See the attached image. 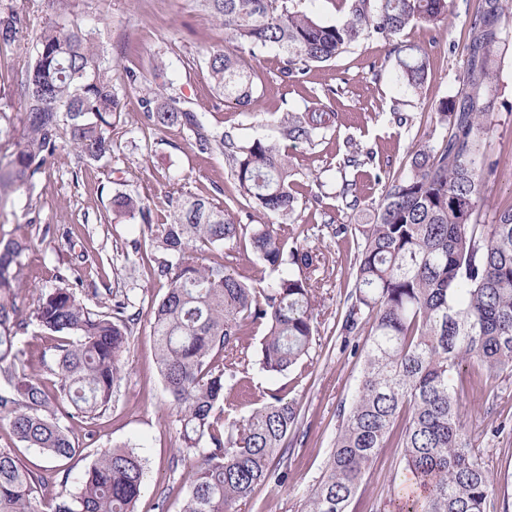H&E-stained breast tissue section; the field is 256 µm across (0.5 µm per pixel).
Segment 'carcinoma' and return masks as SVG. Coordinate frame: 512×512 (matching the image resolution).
<instances>
[{
	"instance_id": "carcinoma-1",
	"label": "carcinoma",
	"mask_w": 512,
	"mask_h": 512,
	"mask_svg": "<svg viewBox=\"0 0 512 512\" xmlns=\"http://www.w3.org/2000/svg\"><path fill=\"white\" fill-rule=\"evenodd\" d=\"M292 0H205L224 28L225 40L206 51L216 91L240 106L257 102L249 60L266 51L285 58L283 75L306 74L364 38L390 42L406 27L436 28L448 20L447 0H349L345 20L326 24L290 6ZM512 9L509 0H484L470 20L473 55L460 99L442 97L430 115L425 143L409 167L391 178L373 221L359 229L356 273L341 331L367 335L354 353L364 368L353 401L341 407V424L325 469L312 487L307 512H357L354 501L365 473L385 448H394L422 494L400 512H490L494 478L469 448L457 403L456 381L463 366L480 375L512 371V204L483 219L481 188L494 171L485 163L490 101L495 76L498 21ZM23 17L0 12V44L17 42ZM401 83L418 90L425 81L421 47H395ZM144 127L189 131L202 154L227 155L239 195L260 218L292 217L288 151L255 139L239 144L217 132L205 113L180 105L166 89L139 84ZM23 110L0 113V146L11 149L0 167V189L32 184L46 158L69 147L78 158L99 162L112 154L117 89L112 64L95 47V33L79 18L43 27L24 69ZM335 122L323 107L289 112L281 135L311 145ZM336 178V197L355 207L357 182L347 169L363 164L371 151L348 141ZM112 211L142 223L144 240L155 253L154 274L168 282L153 309L159 372L177 409L182 447L190 463V483L181 512H240L255 490L288 470L272 467L284 458L288 435L298 424L299 403L271 392L248 419L231 417L228 394L244 387V375L257 357L261 369L281 375L303 364L316 332L314 277L319 254L293 250L284 257L281 235L262 224L249 236L251 248L270 267L297 270L266 288H254L224 264H204L193 253L234 242L244 235L228 209L204 197L178 200L169 222L152 223V209L128 193L112 196ZM25 245L0 241V422L15 439L37 448L48 465L27 469L10 448H0V512H40L33 492L66 485L69 471L57 462L73 460L81 449L61 419L86 427L112 403L122 380L136 315L111 287L100 309L77 296L80 278L49 291L34 289L29 318L18 316L17 288ZM36 325L50 336L51 355L41 363L50 384L23 369L18 338ZM264 325L256 354L243 336ZM224 404V421L212 411ZM144 481L142 458L128 444L100 450L84 470L77 492L53 498V512H135Z\"/></svg>"
}]
</instances>
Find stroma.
<instances>
[{"instance_id": "35a3bbf8", "label": "stroma", "mask_w": 512, "mask_h": 512, "mask_svg": "<svg viewBox=\"0 0 512 512\" xmlns=\"http://www.w3.org/2000/svg\"><path fill=\"white\" fill-rule=\"evenodd\" d=\"M479 4L448 0V21L439 29L428 33L415 25L399 34V42L421 46L427 54V78L419 92L399 83L392 45L366 39L311 68L297 82L281 75V57L258 56L253 63L257 103L250 110L225 102L212 90L205 49L223 42L224 32L198 0H0V11L15 10L24 19L18 41L0 47L1 111H20L17 88L24 65L43 26L64 12L81 16L96 30L99 47L112 62L118 91L110 158L83 164L73 152L62 150L46 158L31 185L10 191L0 203V239L26 245L21 257L24 286L17 298L21 316L33 310L31 287H58V273L73 267L84 282L127 294L131 310L139 314L131 327L123 378L111 406L93 427V439H86L84 428L73 429L84 458L70 462L67 492H76L86 462L98 449L123 442L135 444L146 468L136 512H181L191 482L187 469L177 464L179 424L156 361L152 308L165 295L167 284L152 274L150 249L128 260L133 241L142 236L141 227L113 214V194L127 192L148 202L157 224L169 216L168 200L187 195L223 204L240 223L250 221V210L236 195L223 155L199 154L188 133L178 127L158 134L142 131L141 94L128 85L127 70L163 84L187 106L203 112L212 129L231 132L242 141L279 140L286 112L303 109L310 101L336 114L333 126L315 144L288 146L297 203L285 245L324 255L315 272L322 286L315 300L317 334L308 368L302 375L271 376L259 365H250L254 395L241 400L236 412L237 419L248 418L259 408L255 395L262 391H278L299 402L301 417L289 437L287 482L259 487L242 512H304L308 493L333 448L339 410L354 398L363 369L362 358L352 353L357 337L341 336L338 325L353 285L358 240L354 230L378 203L385 178L400 174L415 147L424 142L432 103L464 92L469 21ZM500 27L486 150L487 161L499 167L483 186L484 203L492 208L512 203V14L502 17ZM397 111L408 115L407 124L394 121ZM349 140L376 153L359 178L361 203L356 208L324 189ZM341 225L348 231L340 235L336 229ZM66 232L84 252V262L59 250L58 241ZM205 258L226 263L230 272L257 288L289 271L285 265L270 269L257 254L233 243L206 252ZM457 398L469 446L495 478L496 510L512 512V372L482 380L477 390L458 393ZM401 476L394 449H384L362 481L359 512H399L407 493Z\"/></svg>"}]
</instances>
